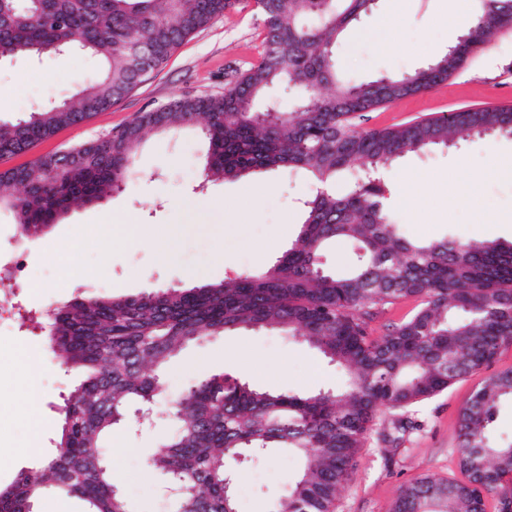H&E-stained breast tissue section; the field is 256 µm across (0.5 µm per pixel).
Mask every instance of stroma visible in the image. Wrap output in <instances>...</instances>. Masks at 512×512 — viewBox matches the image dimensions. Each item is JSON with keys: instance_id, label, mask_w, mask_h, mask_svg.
Returning a JSON list of instances; mask_svg holds the SVG:
<instances>
[{"instance_id": "1", "label": "stroma", "mask_w": 512, "mask_h": 512, "mask_svg": "<svg viewBox=\"0 0 512 512\" xmlns=\"http://www.w3.org/2000/svg\"><path fill=\"white\" fill-rule=\"evenodd\" d=\"M443 0H378L374 12L349 29L337 55L346 74L367 79L408 72L445 51L457 32L441 18ZM394 12L389 33H381V16ZM264 27L254 0L235 8L192 34L160 70L124 98L89 120L58 130L30 152L7 160L0 170L32 162L104 134L138 113L182 95H220L233 72L257 59ZM99 65L74 53L40 60L15 58L0 66V120H12L70 95L97 76ZM512 104V29L478 52L447 82L430 92L398 100L369 113L364 126L384 129L440 113L486 105ZM207 144L199 125L161 134L139 150L121 193L98 205L72 208L38 239L22 237L14 214L0 210V251L20 255L25 276L10 281L13 314L0 321V486L10 485L29 463L12 458L10 446L27 433L16 415L18 387L13 357L25 349L39 357L38 379L45 394L38 420L41 448L51 452L61 427L60 407L77 378L60 368L39 318L84 293L85 279L98 292L126 297L155 288H192L218 283L240 273H258L273 264L295 239L301 203L312 193L300 172L277 170L243 180H227L199 190ZM512 160V139L472 138L459 148L412 154L387 172L397 198L393 206L409 236L437 240L512 239V177H486L479 186L480 206L467 200L473 175L484 171L489 155ZM421 180L420 199L407 203L408 182ZM160 225L164 238L130 246L113 236V216ZM73 243L66 259L53 248ZM512 370V343L473 376L456 381L434 398L410 409L416 429L403 442H383L392 413L378 412L360 451L359 467L341 488L336 512H389L400 488L425 476L461 479L458 467L459 413L476 386ZM275 392L309 393L342 386L343 372L300 338L278 331H237L188 345L162 377L153 424L127 420L112 432L105 453L130 512H173L161 476L145 464L161 441L172 436V408L183 391L216 373ZM300 463L291 454L269 450L234 463L237 512H270L284 497Z\"/></svg>"}]
</instances>
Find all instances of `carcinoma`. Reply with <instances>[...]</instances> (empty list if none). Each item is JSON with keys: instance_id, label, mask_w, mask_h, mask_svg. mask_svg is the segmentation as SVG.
<instances>
[{"instance_id": "carcinoma-1", "label": "carcinoma", "mask_w": 512, "mask_h": 512, "mask_svg": "<svg viewBox=\"0 0 512 512\" xmlns=\"http://www.w3.org/2000/svg\"><path fill=\"white\" fill-rule=\"evenodd\" d=\"M263 16L258 61L224 95L182 96L56 155L0 170V207L22 234L39 237L72 207L122 191L139 147L152 135L202 121L204 181L302 171L314 186L288 250L259 275L165 288L131 297L78 295L55 308L47 330L59 364L82 374L64 399L56 451L0 487V512H34L47 490L76 496L87 512H129L101 448L130 409L152 407L169 362L186 343L240 330L300 337L346 381L339 389L271 393L225 373L189 386L173 407L174 435L147 467L178 490L176 512H236L224 472L235 455L278 449L302 467L271 512H334L378 411L404 413L480 371L512 342V241L420 240L397 223L384 171L411 154L472 136L512 137V110L463 109L393 128L364 130L357 119L446 82L470 56L512 27V0H473L467 26L440 56L410 72L367 81L336 62L343 33L376 0H255ZM236 0H0V51L29 58L63 51L95 56L98 78L66 100L0 122V159L23 155L62 126L78 125L125 97L194 32ZM292 86L294 103L267 110ZM346 180V190L334 185ZM354 263L324 267L336 241ZM417 309L373 338L367 320L399 300ZM512 402V370L477 386L459 419L462 480L424 477L403 487L391 512H486L485 499L512 498V442L491 429Z\"/></svg>"}]
</instances>
